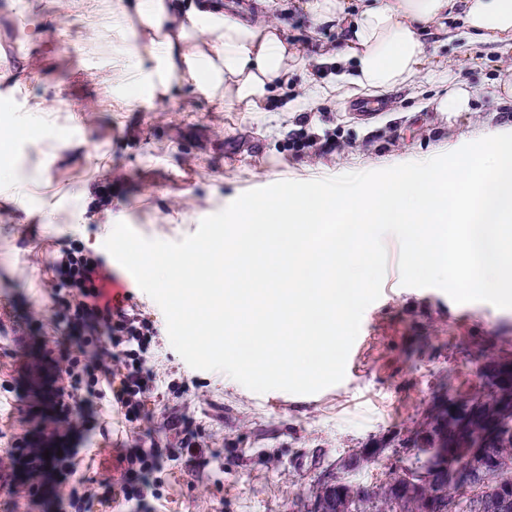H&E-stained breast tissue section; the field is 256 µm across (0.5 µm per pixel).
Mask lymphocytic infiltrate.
Masks as SVG:
<instances>
[{
    "label": "lymphocytic infiltrate",
    "instance_id": "lymphocytic-infiltrate-1",
    "mask_svg": "<svg viewBox=\"0 0 512 512\" xmlns=\"http://www.w3.org/2000/svg\"><path fill=\"white\" fill-rule=\"evenodd\" d=\"M52 267L60 281L51 295L55 320L73 330L89 329L103 334L105 344L94 351L78 349L64 360L70 379L68 388L58 393L62 417H69L80 391L95 392L99 381L110 386L112 398L124 411L126 421H137L144 407L143 398L154 375L146 370V358L157 331L142 313L132 307L112 305L104 289L112 282V271L104 257L70 246L59 249ZM120 372H113L112 363Z\"/></svg>",
    "mask_w": 512,
    "mask_h": 512
}]
</instances>
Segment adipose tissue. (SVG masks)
<instances>
[{
  "label": "adipose tissue",
  "mask_w": 512,
  "mask_h": 512,
  "mask_svg": "<svg viewBox=\"0 0 512 512\" xmlns=\"http://www.w3.org/2000/svg\"><path fill=\"white\" fill-rule=\"evenodd\" d=\"M101 20L91 25L86 46L111 54L117 111L139 101L162 106L174 85H188L221 107L262 112L274 85L307 72L309 61L289 43L277 15L279 0H259L263 20L249 23L226 14L220 0H97ZM346 0H306L315 25L348 23L347 45L326 63L348 68L314 84L310 105L336 101L357 87L379 95L404 84L431 80L424 68L421 33L462 20L471 42H495L512 34V0H369L358 15Z\"/></svg>",
  "instance_id": "adipose-tissue-1"
}]
</instances>
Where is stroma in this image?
Returning a JSON list of instances; mask_svg holds the SVG:
<instances>
[{
	"mask_svg": "<svg viewBox=\"0 0 512 512\" xmlns=\"http://www.w3.org/2000/svg\"><path fill=\"white\" fill-rule=\"evenodd\" d=\"M303 2L285 0L288 39L317 58L340 35L314 26ZM59 8V0H0V96L19 94V119L41 96L69 102L15 140L8 164L25 187L26 207L46 210L45 222H24L23 209L0 204V473L8 481L0 512H72L74 489L91 493L85 512H300L321 476L339 474V460L358 448L382 454L352 481L378 485L444 375L476 389L479 351L512 353V309L403 286L400 244L386 236L382 293L363 314L344 379L310 395L258 394L224 373L189 367L170 344L158 304L116 263L112 276L127 280L128 305L158 331L147 358L156 384L145 396V418L126 422L106 391L73 412L79 430L69 433L55 428L54 389L66 375L42 362L57 342L74 347L80 339L55 325L48 310L50 262L64 244L104 254L115 221L149 239L178 241L251 189L420 162L512 133V103L499 101L493 88L512 67V43L468 46L458 20L449 21L447 35L426 37L428 67L467 82L471 111L428 107L445 87L427 82L419 91L402 86L381 95L378 112L356 111L361 90L275 127L267 112H221L185 85L175 86L165 106L143 101L134 111H113L112 88L98 78L111 72L112 59L85 44L98 20L95 0H73L64 25L19 41L20 27ZM84 139L89 148L81 147ZM184 418L198 448H182L167 427ZM152 437L164 467L150 475L144 501L125 500L126 456ZM18 438L56 456L77 449L73 471L49 467L32 477L26 461L12 456Z\"/></svg>",
	"mask_w": 512,
	"mask_h": 512,
	"instance_id": "35a3bbf8",
	"label": "stroma"
}]
</instances>
